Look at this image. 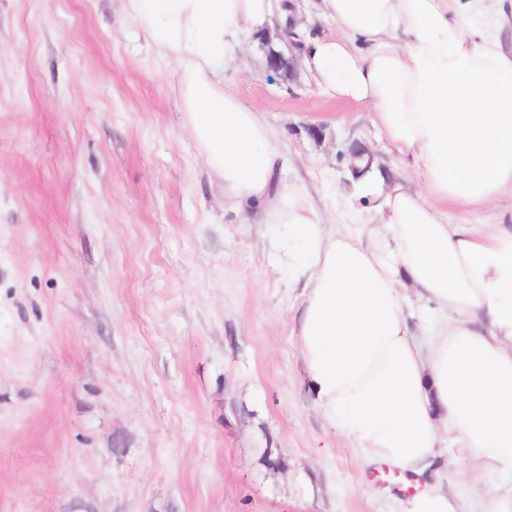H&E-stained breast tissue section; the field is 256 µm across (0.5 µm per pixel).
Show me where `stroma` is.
I'll list each match as a JSON object with an SVG mask.
<instances>
[{
    "label": "stroma",
    "instance_id": "1",
    "mask_svg": "<svg viewBox=\"0 0 512 512\" xmlns=\"http://www.w3.org/2000/svg\"><path fill=\"white\" fill-rule=\"evenodd\" d=\"M224 85L328 230L378 218L351 142L418 187L369 107L271 79L255 37ZM276 252L126 0H0V512H392L313 401Z\"/></svg>",
    "mask_w": 512,
    "mask_h": 512
}]
</instances>
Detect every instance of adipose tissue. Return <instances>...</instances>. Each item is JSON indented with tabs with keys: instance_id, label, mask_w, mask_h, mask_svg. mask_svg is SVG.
Here are the masks:
<instances>
[{
	"instance_id": "1",
	"label": "adipose tissue",
	"mask_w": 512,
	"mask_h": 512,
	"mask_svg": "<svg viewBox=\"0 0 512 512\" xmlns=\"http://www.w3.org/2000/svg\"><path fill=\"white\" fill-rule=\"evenodd\" d=\"M155 47L176 57L183 120L224 195L264 206L285 228L283 262L306 296L300 345L329 428L370 461L422 475L439 445L469 501L428 484L400 512H512V208L493 224L449 223L512 197V0H315L336 35L303 61L332 98L368 105L422 182L387 186L376 247L328 232L295 186L278 181L272 130L225 88L238 33L286 20L279 0H128ZM483 17L466 30L462 21ZM422 305L403 309L402 286Z\"/></svg>"
}]
</instances>
